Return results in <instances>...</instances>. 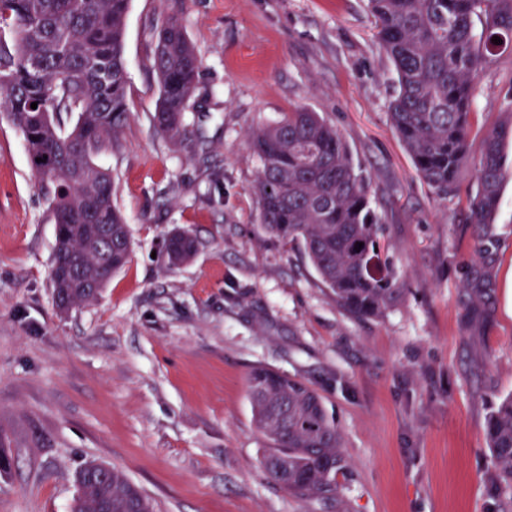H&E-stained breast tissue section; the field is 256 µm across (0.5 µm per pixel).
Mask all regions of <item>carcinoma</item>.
Here are the masks:
<instances>
[{
	"mask_svg": "<svg viewBox=\"0 0 512 512\" xmlns=\"http://www.w3.org/2000/svg\"><path fill=\"white\" fill-rule=\"evenodd\" d=\"M129 0H0V108L23 135L38 181L52 189L56 251L74 258L77 274L50 278L60 312L93 302L129 260L128 225L112 201L111 172L96 158L116 146L130 117L124 29ZM374 36L393 63L397 89L390 123L417 173L441 198L454 192L468 164L476 76L512 49V0H369ZM479 19L476 31L473 19ZM498 36L502 42L495 44ZM154 70L160 97L156 131L173 144L187 139L185 114L202 62L182 22L171 16L156 34ZM37 108H31L32 103ZM512 111L487 131L468 204L475 242L463 306L476 322L490 309L501 241L492 231L506 174L505 142ZM261 161L253 189L261 227L284 244H300L336 301L359 318L382 317L400 296L394 269L381 260L382 225L371 206L370 181L354 164L339 131L316 112L297 108L249 134ZM168 266L192 259L196 241L175 230L165 241ZM248 393L258 431L269 442L263 466L303 479L293 494L328 500L345 467L340 436L321 396L285 373L255 367ZM497 483L512 489V396L486 426ZM71 512H153L147 496L115 467L87 463Z\"/></svg>",
	"mask_w": 512,
	"mask_h": 512,
	"instance_id": "1",
	"label": "carcinoma"
}]
</instances>
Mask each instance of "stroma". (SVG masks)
Wrapping results in <instances>:
<instances>
[{
    "mask_svg": "<svg viewBox=\"0 0 512 512\" xmlns=\"http://www.w3.org/2000/svg\"><path fill=\"white\" fill-rule=\"evenodd\" d=\"M172 15L202 61L187 123L203 152L152 122L154 32ZM124 56L131 118L98 162L130 258L65 315L49 278L50 203L0 110V512H70L91 460L122 470L155 512H512L485 438L512 395V174L493 226L496 303L471 325L461 298L474 171L445 200L418 176L389 122L396 76L368 0H130ZM296 108L336 127L370 178L404 284L381 318L341 307L301 246L260 227L246 133ZM473 109L475 162L512 110L511 51L480 71ZM176 227L197 252L172 270L160 249ZM256 365L322 395L347 461L332 500L291 494L264 470L246 386Z\"/></svg>",
    "mask_w": 512,
    "mask_h": 512,
    "instance_id": "stroma-1",
    "label": "stroma"
}]
</instances>
